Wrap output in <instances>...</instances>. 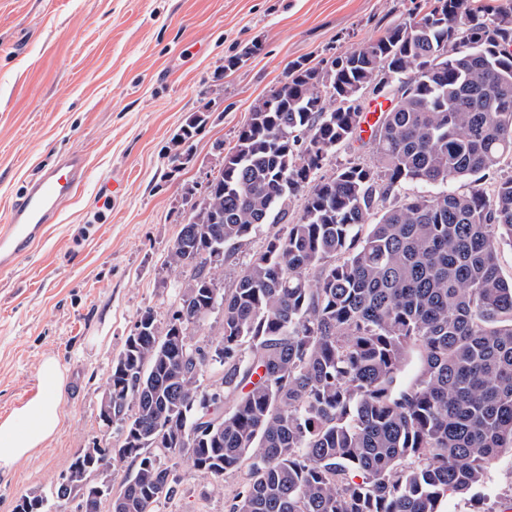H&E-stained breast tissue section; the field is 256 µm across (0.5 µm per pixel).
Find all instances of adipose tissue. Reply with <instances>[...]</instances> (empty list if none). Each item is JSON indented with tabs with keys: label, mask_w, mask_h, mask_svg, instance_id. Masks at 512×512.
Listing matches in <instances>:
<instances>
[{
	"label": "adipose tissue",
	"mask_w": 512,
	"mask_h": 512,
	"mask_svg": "<svg viewBox=\"0 0 512 512\" xmlns=\"http://www.w3.org/2000/svg\"><path fill=\"white\" fill-rule=\"evenodd\" d=\"M66 373L55 357H45L36 371V393L0 418V472L12 471L24 458L45 445L64 419Z\"/></svg>",
	"instance_id": "adipose-tissue-1"
}]
</instances>
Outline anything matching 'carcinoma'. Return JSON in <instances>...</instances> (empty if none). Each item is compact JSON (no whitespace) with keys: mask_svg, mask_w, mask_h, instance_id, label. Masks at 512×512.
Segmentation results:
<instances>
[{"mask_svg":"<svg viewBox=\"0 0 512 512\" xmlns=\"http://www.w3.org/2000/svg\"><path fill=\"white\" fill-rule=\"evenodd\" d=\"M385 73L398 98L372 129L375 162L320 174L362 140L360 94ZM207 118L193 114L179 141ZM506 156L511 6L429 0L325 64L292 63L190 205L166 261L192 270L176 310L163 326L142 310L112 362L104 390L134 465L115 512H156L177 493L152 448L214 479L246 466L233 512H440L481 485L512 448V279L499 264L512 175L482 186ZM461 179L467 192L447 188ZM264 224L283 228L224 290L210 253L234 255ZM217 311L220 334L194 339Z\"/></svg>","mask_w":512,"mask_h":512,"instance_id":"obj_1","label":"carcinoma"}]
</instances>
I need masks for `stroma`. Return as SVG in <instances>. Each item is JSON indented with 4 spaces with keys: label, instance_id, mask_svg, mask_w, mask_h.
I'll use <instances>...</instances> for the list:
<instances>
[{
    "label": "stroma",
    "instance_id": "stroma-1",
    "mask_svg": "<svg viewBox=\"0 0 512 512\" xmlns=\"http://www.w3.org/2000/svg\"><path fill=\"white\" fill-rule=\"evenodd\" d=\"M426 0H0V224L26 181L61 155L88 158L84 187L33 252L0 270V416L33 396L44 356L64 367L65 421L43 448L0 473V512L19 496L51 495L83 449L111 442L97 407L113 359L141 309L167 320L176 273L166 260L256 99L290 62H318L422 15ZM260 54L225 72L250 42ZM207 123L192 160L172 170L175 134ZM124 189L103 198L111 180ZM177 493L160 512H232L246 468L222 481L173 468ZM444 512H512V450L488 465L473 501Z\"/></svg>",
    "mask_w": 512,
    "mask_h": 512
}]
</instances>
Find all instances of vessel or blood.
Masks as SVG:
<instances>
[{"mask_svg": "<svg viewBox=\"0 0 512 512\" xmlns=\"http://www.w3.org/2000/svg\"><path fill=\"white\" fill-rule=\"evenodd\" d=\"M87 159L79 151L69 152L53 165L41 169L28 181L0 225V268H13L55 223L63 206L84 184Z\"/></svg>", "mask_w": 512, "mask_h": 512, "instance_id": "obj_1", "label": "vessel or blood"}]
</instances>
